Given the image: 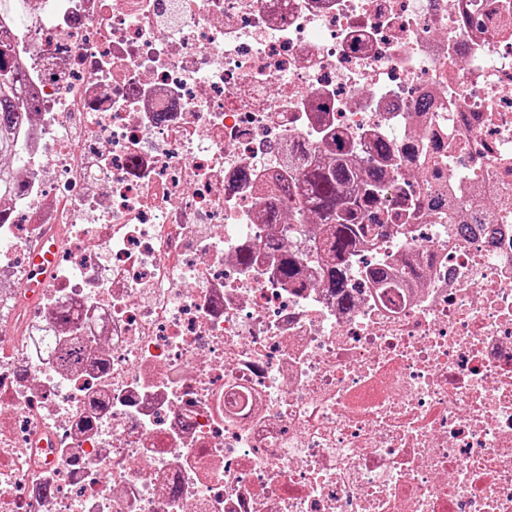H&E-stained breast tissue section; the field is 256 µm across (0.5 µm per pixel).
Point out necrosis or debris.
<instances>
[{"label": "necrosis or debris", "instance_id": "necrosis-or-debris-1", "mask_svg": "<svg viewBox=\"0 0 512 512\" xmlns=\"http://www.w3.org/2000/svg\"><path fill=\"white\" fill-rule=\"evenodd\" d=\"M0 42V512H512V0H0ZM326 125L441 201L345 305L262 219ZM12 54L8 44H0V157L19 155L15 130L24 124L31 107L21 96L24 74L14 65Z\"/></svg>", "mask_w": 512, "mask_h": 512}]
</instances>
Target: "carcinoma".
<instances>
[{"label":"carcinoma","mask_w":512,"mask_h":512,"mask_svg":"<svg viewBox=\"0 0 512 512\" xmlns=\"http://www.w3.org/2000/svg\"><path fill=\"white\" fill-rule=\"evenodd\" d=\"M13 50L0 44V157L19 154L16 127L24 124L31 104L21 96L24 74L13 62ZM326 158L304 166L302 177L294 176L300 158L288 157V168L280 176L282 201L288 211L301 218L306 211L319 219L318 238L304 241L302 251L315 254L316 266L306 270L302 257L288 254L276 259V274L288 284L303 279H320L329 288L343 293L353 270V257L361 247L375 243L377 231L397 226L409 234L405 209L380 208L386 194L385 161L390 153L387 142L376 139L369 144L370 167L361 165L349 138L333 128L324 131ZM366 278L383 288H395L399 279L393 270L374 267L365 270ZM83 346L73 342L63 349L59 362L68 367L80 363Z\"/></svg>","instance_id":"1"}]
</instances>
